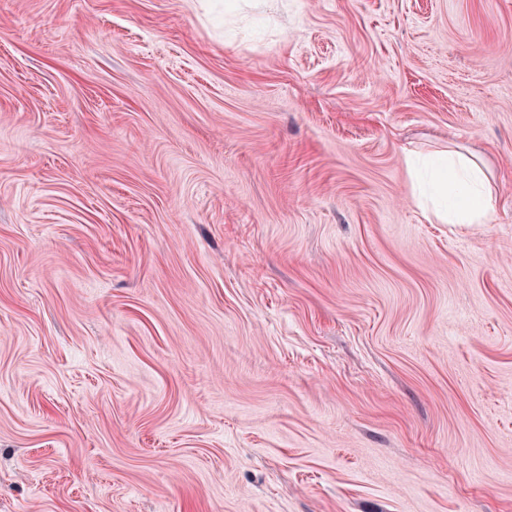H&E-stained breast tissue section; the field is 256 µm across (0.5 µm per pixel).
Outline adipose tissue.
<instances>
[{"instance_id": "ef3b65f1", "label": "adipose tissue", "mask_w": 512, "mask_h": 512, "mask_svg": "<svg viewBox=\"0 0 512 512\" xmlns=\"http://www.w3.org/2000/svg\"><path fill=\"white\" fill-rule=\"evenodd\" d=\"M413 189L421 203L442 199L434 207V218L444 224H484L490 217L491 182L480 161L458 151L445 153L430 177H422L419 165H412Z\"/></svg>"}]
</instances>
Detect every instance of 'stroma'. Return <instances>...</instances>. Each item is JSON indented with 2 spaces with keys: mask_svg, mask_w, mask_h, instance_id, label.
Here are the masks:
<instances>
[{
  "mask_svg": "<svg viewBox=\"0 0 512 512\" xmlns=\"http://www.w3.org/2000/svg\"><path fill=\"white\" fill-rule=\"evenodd\" d=\"M0 512H512V0H0ZM413 190L418 193L425 209L435 196L445 201L431 214L443 224H485L491 209V182L489 175L473 154L448 151L438 167L424 182L419 162L411 161ZM453 180V189H448V179Z\"/></svg>",
  "mask_w": 512,
  "mask_h": 512,
  "instance_id": "obj_1",
  "label": "stroma"
}]
</instances>
